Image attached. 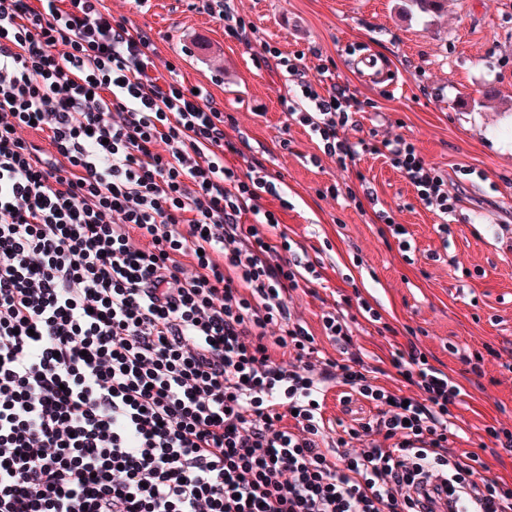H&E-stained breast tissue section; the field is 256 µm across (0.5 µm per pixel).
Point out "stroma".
I'll return each instance as SVG.
<instances>
[{
    "label": "stroma",
    "mask_w": 512,
    "mask_h": 512,
    "mask_svg": "<svg viewBox=\"0 0 512 512\" xmlns=\"http://www.w3.org/2000/svg\"><path fill=\"white\" fill-rule=\"evenodd\" d=\"M254 28L249 43L224 33L222 20L199 0H104L114 17L149 30L158 65L172 64L186 85L207 88L277 175L283 199L266 197L282 229L320 261L326 285L297 291L293 305L317 324L337 296L360 290L396 335L356 325L355 342L368 363L389 370L396 346L413 329L434 366L466 394L455 413L470 437L469 451L487 441L486 426L512 428V371L485 360L484 374L467 373L461 355L512 344V0H449L443 13L420 15L408 0H224ZM267 41L284 53L306 51L310 75L326 67L369 102L361 130L377 140L402 135L448 177L462 202L449 240L438 217L415 198L408 180L383 158L357 159L355 172L331 159L313 166L318 147L288 123L282 104L289 83L259 65L254 48ZM494 97H486V90ZM367 185L373 199L356 207L349 190ZM337 194H329V187ZM407 225L409 257L384 237L383 216ZM479 451V450H478Z\"/></svg>",
    "instance_id": "35a3bbf8"
}]
</instances>
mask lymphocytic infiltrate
Listing matches in <instances>:
<instances>
[{
  "instance_id": "1",
  "label": "lymphocytic infiltrate",
  "mask_w": 512,
  "mask_h": 512,
  "mask_svg": "<svg viewBox=\"0 0 512 512\" xmlns=\"http://www.w3.org/2000/svg\"><path fill=\"white\" fill-rule=\"evenodd\" d=\"M154 55L103 0H0V512H512L451 451L462 388L415 341L386 384L346 315L380 327L367 299L298 316L322 275L263 203L276 177ZM257 59L292 82L313 165L385 158L450 234L460 198L414 142L350 141L348 84ZM337 386L366 421L324 416Z\"/></svg>"
}]
</instances>
